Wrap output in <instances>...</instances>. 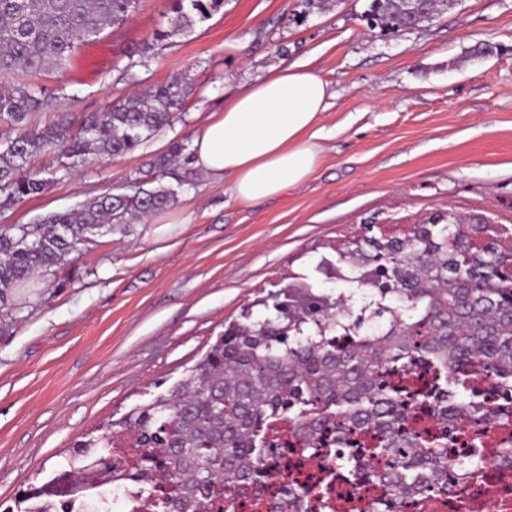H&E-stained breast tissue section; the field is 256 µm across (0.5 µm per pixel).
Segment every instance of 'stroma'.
Segmentation results:
<instances>
[{
  "label": "stroma",
  "instance_id": "stroma-1",
  "mask_svg": "<svg viewBox=\"0 0 512 512\" xmlns=\"http://www.w3.org/2000/svg\"><path fill=\"white\" fill-rule=\"evenodd\" d=\"M369 0H224L210 19L150 51L136 83L118 77L132 50L167 28L173 0H137L121 26L81 44L66 70L38 75L55 97L33 118L80 119L181 76L190 88L170 126L126 156H89L62 171L51 154L30 169L54 177L40 196L0 209V234L106 192L132 193L150 163L191 144L228 97L306 63L329 83L319 161L279 198L246 205L232 179L194 163L153 242L149 224L102 229L0 299V512L19 491L68 470L73 443L181 379L272 285L316 269L362 224H409L437 212L512 227V0H462L394 34L370 30Z\"/></svg>",
  "mask_w": 512,
  "mask_h": 512
}]
</instances>
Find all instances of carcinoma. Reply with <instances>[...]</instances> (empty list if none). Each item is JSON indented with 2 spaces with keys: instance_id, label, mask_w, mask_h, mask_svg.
<instances>
[{
  "instance_id": "cac0c4a2",
  "label": "carcinoma",
  "mask_w": 512,
  "mask_h": 512,
  "mask_svg": "<svg viewBox=\"0 0 512 512\" xmlns=\"http://www.w3.org/2000/svg\"><path fill=\"white\" fill-rule=\"evenodd\" d=\"M135 0H0V125L13 135L0 140V209L44 193L51 178L27 169L31 156L56 154L65 171L89 155L134 153L171 125L183 109L181 78L126 96L107 112L74 122L67 117L42 127L30 117L47 103L41 86L15 85L29 76L64 68L75 43L118 27ZM224 0H175V16L154 43L190 31ZM373 25L400 31L428 20L416 0H370ZM187 146L172 145L157 157L151 177L131 194L104 193L76 209L48 215L30 230L0 234V297L42 269L64 261L76 244L112 224H125L167 209L177 191L164 179ZM365 233L336 246L338 259L318 270L329 279L363 284L372 300L355 306L344 292L321 291L298 276L258 300L224 326L206 354L167 392L108 422L75 445L72 472H96L101 482L89 497L123 492L138 483L154 494L153 480L169 486L156 512H206L208 503L246 496L267 512H293L288 496L263 499L266 462L278 448L272 421L291 424L299 445L311 451L335 437L344 447L352 431L370 435V456L387 464L378 485L400 499L429 490L449 491L448 445L464 417H483L497 444L512 442V407L490 409L480 397L485 378L512 385V288L500 269L512 259V230L482 250L468 251L483 224L435 214L408 233L364 225ZM349 336L337 343L336 335ZM428 366L443 385L406 394L382 387L384 371L408 374ZM429 405L440 428H405L408 403ZM486 463L484 443L455 462L461 474Z\"/></svg>"
}]
</instances>
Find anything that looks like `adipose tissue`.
I'll use <instances>...</instances> for the list:
<instances>
[{"label":"adipose tissue","instance_id":"adipose-tissue-1","mask_svg":"<svg viewBox=\"0 0 512 512\" xmlns=\"http://www.w3.org/2000/svg\"><path fill=\"white\" fill-rule=\"evenodd\" d=\"M332 96L305 64L281 65L209 116L192 141L195 166L215 178L232 176L240 202L281 195L315 168L320 151L313 129Z\"/></svg>","mask_w":512,"mask_h":512}]
</instances>
